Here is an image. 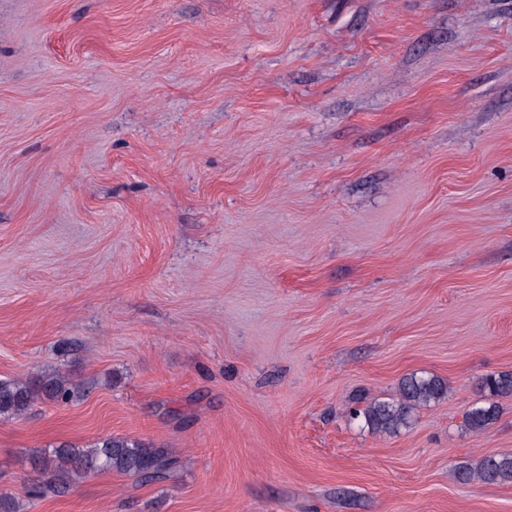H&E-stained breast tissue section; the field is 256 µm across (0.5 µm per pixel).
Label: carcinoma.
<instances>
[{
  "mask_svg": "<svg viewBox=\"0 0 512 512\" xmlns=\"http://www.w3.org/2000/svg\"><path fill=\"white\" fill-rule=\"evenodd\" d=\"M480 393L491 398L485 405H475L466 412L468 427L480 432L498 417L495 398L512 397V372L488 375L480 379ZM95 383H73L71 378L53 369L44 370L26 380H0V417L24 414L38 399L68 405L92 392ZM448 397V381L428 373L404 376L398 395L392 400H373L350 412V419L364 424L375 433L394 435L410 425L418 409L438 403ZM34 467L42 479L31 485L28 494L40 497L47 491L57 494L68 491L72 484L90 474L117 471L142 480L165 477L177 460L164 448L123 437L99 438L89 446L61 443L51 449L32 453ZM452 477L463 483H512V453L482 456L460 464Z\"/></svg>",
  "mask_w": 512,
  "mask_h": 512,
  "instance_id": "cac0c4a2",
  "label": "carcinoma"
}]
</instances>
